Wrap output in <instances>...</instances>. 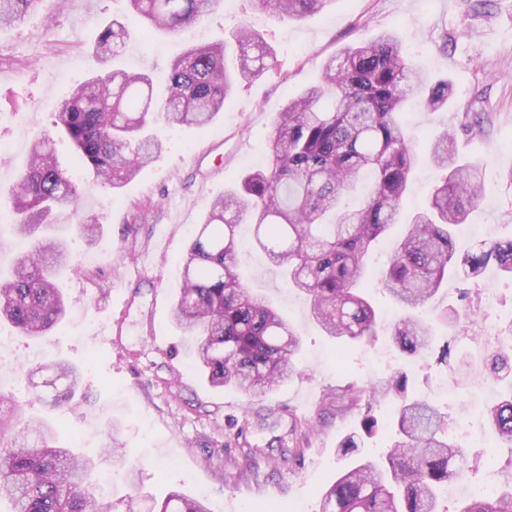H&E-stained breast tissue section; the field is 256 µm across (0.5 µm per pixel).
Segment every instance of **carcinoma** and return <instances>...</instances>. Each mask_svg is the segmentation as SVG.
Returning <instances> with one entry per match:
<instances>
[{
    "instance_id": "cac0c4a2",
    "label": "carcinoma",
    "mask_w": 512,
    "mask_h": 512,
    "mask_svg": "<svg viewBox=\"0 0 512 512\" xmlns=\"http://www.w3.org/2000/svg\"><path fill=\"white\" fill-rule=\"evenodd\" d=\"M46 2L0 0V28L24 22ZM127 2L150 36L191 28L218 0ZM328 2L257 0L274 18L296 21L321 13ZM128 36L117 20L105 25L93 45L95 62L107 67ZM227 53L224 41L187 46L170 64L161 95L146 73L114 68L93 76L61 101L55 133L72 146L76 167H87L95 184L116 193L164 149L149 133L156 120L171 127L208 125L240 83L276 60L262 35L246 26L234 35L233 60ZM412 96L423 107L443 109L452 85L423 83L392 31L346 46L323 63L320 84L276 116L268 165L214 200L181 262L170 316L193 337L196 365L212 386L232 384L249 400L264 397L290 380L302 349L290 321L240 279L237 228L244 219L255 226V244L305 298L309 317L341 342L340 351L377 336L379 314L364 290L367 259L396 224L406 228L380 284L405 311L391 331L401 357L431 351L432 324L417 311L448 277L476 279L491 265L512 274V240L485 239L461 256L453 248L452 229L478 205L483 175L480 162L461 160L455 135L433 139L430 160L438 179L426 206L404 215L416 157L400 115ZM368 170L374 181L362 203L342 207ZM79 199L71 171L58 162L54 137L35 140L8 190L14 231L32 245L0 279V322L22 336H43L66 316L57 277L70 263L67 244L42 227L57 212L78 211ZM80 231L88 244L96 243V217H81ZM43 370L70 390L80 382L81 374L61 360L40 362L29 374ZM462 370L512 380V357L490 351L478 364L465 361ZM370 390L390 400L393 412L381 422L368 409L361 414L359 431L340 445L350 462L323 491L322 512H441V490L466 477L463 445L444 427L438 407L410 389L405 370H393ZM20 410L13 394L0 392V502H8L9 512H112L106 493L89 483L93 462L61 445L53 425L19 420ZM485 421L499 441L512 445V388L487 408ZM380 432L391 436L384 457L362 455L365 439ZM151 512L208 510L203 500L173 491ZM456 512H512V475L498 493L472 496Z\"/></svg>"
}]
</instances>
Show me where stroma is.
Wrapping results in <instances>:
<instances>
[{
  "mask_svg": "<svg viewBox=\"0 0 512 512\" xmlns=\"http://www.w3.org/2000/svg\"><path fill=\"white\" fill-rule=\"evenodd\" d=\"M472 0H334L323 14L301 21L278 20L254 0H223L188 38L158 35L152 42L132 38L119 67L161 77L186 40L230 39L246 25L259 32L276 54L275 66L243 83L223 113L204 127L157 126L164 150L119 192L84 191L82 209L100 222L99 240L88 245L78 219L64 217V234L75 259L93 253L95 265L61 281L69 314L58 329L33 341L0 324L10 340L0 351V389L15 393L26 414L59 426L62 435L82 433L81 452L97 472L112 475V512H124L130 494L163 499L170 490L202 497L210 512H255L271 505L280 512H320L319 492L340 468L339 443L358 423V408L336 407V394L362 391L395 369L391 338L379 334L368 345L348 346L334 356L335 339L309 319L306 304L289 289L265 254L247 250L244 273L279 307L302 339L291 380L266 398L247 400L235 388H212L195 367L188 340L170 321L179 278L172 272L213 200L237 187L265 162L275 116L288 99L318 82L324 61L348 44L380 32L397 33L406 54L428 80L448 77V108L405 114L417 165L405 209L422 207L435 171L429 163L434 135L455 130L460 154L483 165L484 191L454 239L457 251L474 243L469 226L484 238L512 239V0H490L474 13ZM126 21L124 0H64L0 31V214L7 213L8 186L23 167L34 139L54 132L60 102L86 80L95 66L92 46L102 26ZM481 113V129L464 131L455 115ZM152 252L140 280L125 272ZM495 289L496 314L512 318V277L488 270L476 279H449L432 299L435 307L466 310L454 327L439 329L453 351L479 352L484 292ZM58 357L78 367L82 384L69 402L56 406L50 374L45 393L26 387L34 363ZM414 386L438 403L455 423L464 401L498 398L494 386L446 390L453 372L434 358L408 367ZM308 424L294 433L295 421ZM119 423L118 455L103 451L100 433ZM259 451L248 474L228 463L240 456L239 438ZM300 444L293 466L274 467L283 448ZM512 472V449L494 444L468 447L469 483H488Z\"/></svg>",
  "mask_w": 512,
  "mask_h": 512,
  "instance_id": "1",
  "label": "stroma"
}]
</instances>
